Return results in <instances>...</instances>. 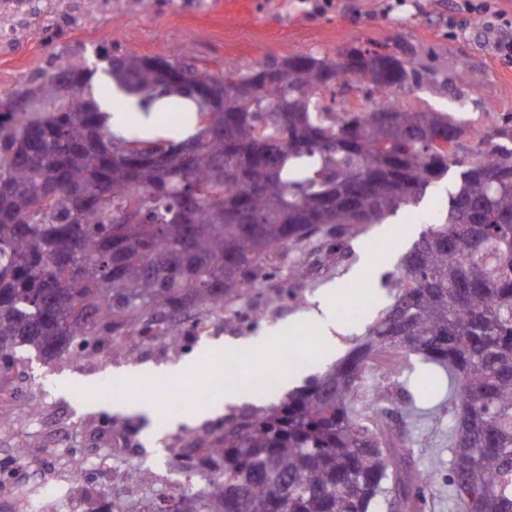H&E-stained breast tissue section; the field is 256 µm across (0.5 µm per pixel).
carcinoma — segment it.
I'll return each mask as SVG.
<instances>
[{"instance_id":"obj_1","label":"carcinoma","mask_w":512,"mask_h":512,"mask_svg":"<svg viewBox=\"0 0 512 512\" xmlns=\"http://www.w3.org/2000/svg\"><path fill=\"white\" fill-rule=\"evenodd\" d=\"M297 55L241 71L108 56L106 85L62 62L23 89L36 107L0 109V378L18 351L46 359L75 342L159 336L192 308L233 317L274 253L341 242L416 204L461 168L445 218L400 263L393 303L346 358L277 405L224 419L200 445L207 489L182 486L170 512H372L411 447L360 422L354 397L385 349L433 366L420 390L448 408V472L459 512H512V148L473 152L441 112L336 101L343 57ZM367 85L417 84L410 61L375 52ZM288 66L285 83L258 78ZM150 112L167 99L169 138L112 133L113 90ZM193 102L188 109L183 100ZM195 133L175 140L189 118Z\"/></svg>"}]
</instances>
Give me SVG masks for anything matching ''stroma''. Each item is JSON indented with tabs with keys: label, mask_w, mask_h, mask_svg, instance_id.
<instances>
[{
	"label": "stroma",
	"mask_w": 512,
	"mask_h": 512,
	"mask_svg": "<svg viewBox=\"0 0 512 512\" xmlns=\"http://www.w3.org/2000/svg\"><path fill=\"white\" fill-rule=\"evenodd\" d=\"M502 35L483 16L458 13L455 0H334L333 8L320 16L311 15L305 0H237L232 7L225 0H82L78 5L45 0L41 14L25 18L11 46L0 51V91L19 88L63 61L97 67L95 79L100 82L107 55L125 51L185 57L197 69L228 72L297 54L333 55L355 46L399 52L414 62L423 78L391 93L353 88L343 91L344 99L443 112L464 128L490 129L512 121V56L496 51ZM458 179V168H451L418 204L343 241L335 259H328L330 244L320 238L307 243L302 253L284 250L272 255L264 264L262 287L238 302L246 309L252 300L261 303L264 316L252 321L248 330H237L235 323L208 311L193 310L182 317L175 348L155 344L144 354L130 347L109 359L103 346L77 343L63 358L33 360L16 379L12 437L0 443V471L14 463L16 448L27 444L31 461L40 464L49 479L63 480L65 452L49 447L40 417L52 418L68 450L85 451L90 460L112 450L98 425L99 418L108 417L113 425L137 427L139 445L122 451L117 468L91 469L88 487L71 489L68 503L44 512H109L113 503L132 498L143 499L158 512L175 486H205L199 474L170 478L167 450L188 433L199 442L209 439L216 419L202 418L174 429L169 410L146 421L108 408H89L75 401V394L99 389L118 370L136 371L142 378L140 391L148 392L155 387V370L178 365L195 350L228 340L255 349L267 337L293 332L301 341L292 360H285L276 348L264 362L268 376L278 381L275 395L256 398L251 405L266 409L279 403L288 393L281 375L290 364L301 365L297 382L305 384L345 357L363 337L364 323L351 322L347 308L361 309L370 321L391 305L395 291L390 283L401 257L447 210L448 191ZM331 285L342 288L344 296L336 305V347L328 352L310 312L321 290ZM423 372L421 357L385 352L378 366L365 373L357 399L372 431L413 436L414 446L405 451L410 466L433 475L421 488L423 512H457L448 481L447 409L418 420L407 415L410 402L418 397L413 383Z\"/></svg>",
	"instance_id": "1"
}]
</instances>
